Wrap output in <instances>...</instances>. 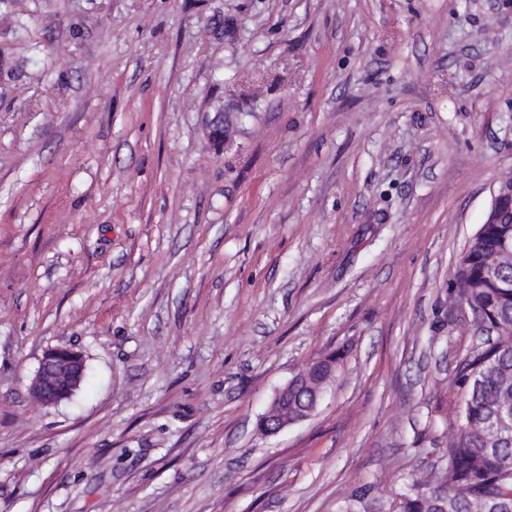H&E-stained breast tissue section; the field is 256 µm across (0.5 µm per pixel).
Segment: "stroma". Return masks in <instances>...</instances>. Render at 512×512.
Instances as JSON below:
<instances>
[{
  "instance_id": "obj_1",
  "label": "stroma",
  "mask_w": 512,
  "mask_h": 512,
  "mask_svg": "<svg viewBox=\"0 0 512 512\" xmlns=\"http://www.w3.org/2000/svg\"><path fill=\"white\" fill-rule=\"evenodd\" d=\"M508 177L512 0H0V512H396L447 467ZM85 373L83 356L69 348L45 352L31 383L34 397L43 405H55L71 397ZM309 367L293 377L274 397L265 415L262 417L260 430L265 435L278 434L289 424L307 419L315 410L323 393L320 385H316L309 380L307 372ZM288 394H293L296 404L292 413V419L288 421V411L283 410L282 406L287 405Z\"/></svg>"
}]
</instances>
